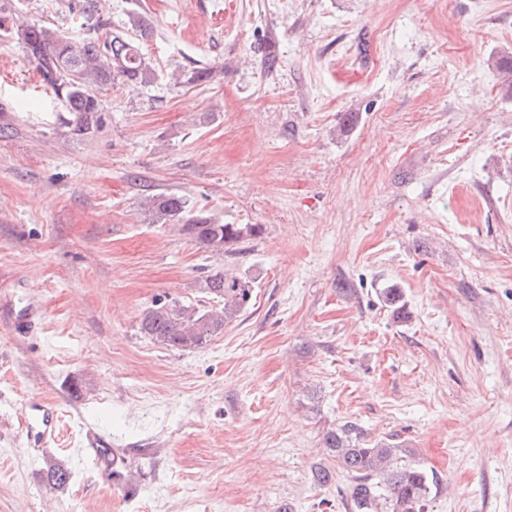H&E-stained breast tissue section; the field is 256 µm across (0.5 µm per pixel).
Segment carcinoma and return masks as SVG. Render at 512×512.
<instances>
[{"mask_svg": "<svg viewBox=\"0 0 512 512\" xmlns=\"http://www.w3.org/2000/svg\"><path fill=\"white\" fill-rule=\"evenodd\" d=\"M132 29L133 35L127 36L107 30L99 21L77 37L68 38L38 21L16 27L17 34L23 36L27 57L73 113L74 133L87 134L98 125L102 106L94 89L116 81L146 83L155 77L151 59L140 48V42L151 34L150 20L138 15ZM143 207L164 221L177 222L180 231L216 252L263 232L260 224H220L175 193L148 198ZM204 290L213 305L201 308L177 301L159 303L144 315L141 333L170 348L197 349L239 317L254 293L251 280L221 270L206 276ZM380 299L396 318H406L400 289L383 288ZM323 444L336 458L337 467L351 475L347 497L353 512H424L435 479L409 460V449L391 442L370 444L352 424L326 432ZM97 455L108 477L121 480L122 459L114 449L102 444ZM43 478L50 488L60 490L70 483L71 470L64 461L48 456Z\"/></svg>", "mask_w": 512, "mask_h": 512, "instance_id": "1", "label": "carcinoma"}]
</instances>
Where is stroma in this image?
I'll use <instances>...</instances> for the list:
<instances>
[{
  "label": "stroma",
  "instance_id": "35a3bbf8",
  "mask_svg": "<svg viewBox=\"0 0 512 512\" xmlns=\"http://www.w3.org/2000/svg\"><path fill=\"white\" fill-rule=\"evenodd\" d=\"M81 29L76 0H0ZM153 23L150 82L99 90L91 133L0 32V512H347L324 434L411 449L425 512H512V0H98ZM202 68L211 79L197 82ZM353 127L343 128L347 114ZM173 192L260 237L216 253L146 215ZM252 280L201 348L142 336L206 275ZM402 288L399 321L379 291ZM58 407L48 454L27 402ZM123 456L107 478L94 437ZM43 478L50 488L60 490L70 483L71 470L63 460L47 456L44 460Z\"/></svg>",
  "mask_w": 512,
  "mask_h": 512
}]
</instances>
